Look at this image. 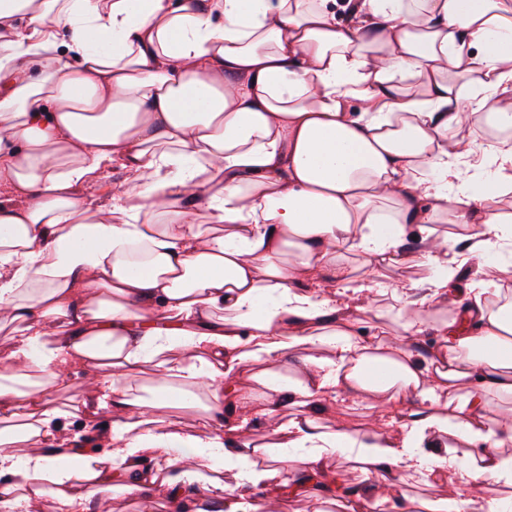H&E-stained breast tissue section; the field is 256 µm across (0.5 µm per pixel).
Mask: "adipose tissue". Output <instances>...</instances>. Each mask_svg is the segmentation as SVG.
<instances>
[{"label":"adipose tissue","instance_id":"1","mask_svg":"<svg viewBox=\"0 0 512 512\" xmlns=\"http://www.w3.org/2000/svg\"><path fill=\"white\" fill-rule=\"evenodd\" d=\"M474 115L503 137L465 134ZM511 129L512 0H0V512L47 495L104 512L103 491L132 485L174 512L206 493L266 512L267 487L307 486L337 455L489 479L505 496L462 488L424 508L505 512ZM447 222L474 225L480 258L451 309L467 255L438 238ZM413 236L424 278L376 288ZM382 295L402 339L373 346L355 316ZM427 333L424 358L410 344ZM302 346L316 355L283 377ZM254 362L260 404L238 387ZM146 366L158 385L143 398ZM201 384L205 427L160 425L156 410ZM51 385L88 398L51 406ZM335 391L417 407L359 431L316 416ZM259 411L287 415L297 472L247 454L241 422ZM81 413L105 428L74 430Z\"/></svg>","mask_w":512,"mask_h":512}]
</instances>
